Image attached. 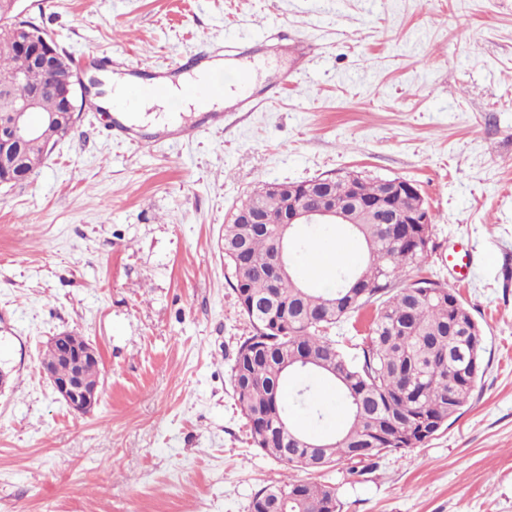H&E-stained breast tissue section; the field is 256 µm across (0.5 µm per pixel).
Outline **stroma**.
Listing matches in <instances>:
<instances>
[{"mask_svg":"<svg viewBox=\"0 0 512 512\" xmlns=\"http://www.w3.org/2000/svg\"><path fill=\"white\" fill-rule=\"evenodd\" d=\"M79 58L97 50L148 78L207 43L255 64L253 112L173 143L179 110L107 136L85 106L28 181L0 188V512H249L284 467L251 442L230 379L252 332L229 284L224 224L248 191L339 171L414 182L437 251L422 270L486 334L467 403L424 445L356 474L289 475L333 487L342 512H512V0H21ZM289 83H281L283 71ZM68 331L101 354L80 415L40 371ZM326 416L292 405L313 435Z\"/></svg>","mask_w":512,"mask_h":512,"instance_id":"obj_1","label":"stroma"}]
</instances>
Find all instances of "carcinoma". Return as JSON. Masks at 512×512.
Returning a JSON list of instances; mask_svg holds the SVG:
<instances>
[{
    "label": "carcinoma",
    "instance_id": "1",
    "mask_svg": "<svg viewBox=\"0 0 512 512\" xmlns=\"http://www.w3.org/2000/svg\"><path fill=\"white\" fill-rule=\"evenodd\" d=\"M11 0H0V76L21 67L14 30ZM41 95V112L61 109L49 71L29 65L24 79L11 87L15 98L31 92ZM61 139L48 126L41 141L29 143L19 162L34 173L46 155V145ZM358 196L371 198L380 191L379 179L357 173L336 175L332 196L344 202L347 182ZM272 184L255 187L236 206L240 211L263 207L275 214L288 207V192L271 191ZM347 225L349 237L361 247L363 260L327 289L311 279H285L269 288L266 275L277 251L276 227L271 224L224 225V259L231 269L232 287L243 313L253 327L252 335L239 345L231 368L237 405L250 425L256 447L289 469L321 470L341 462L375 464L384 454L418 445L440 432L470 397L482 375L485 344L477 348L448 335V322L466 307H448V288L426 277L407 279V272L428 263L434 242L418 245L402 241L391 224H370L367 215ZM368 304L375 314L361 354L350 357L328 330L358 313ZM306 348L319 359L314 374L336 388L346 404V422L326 438L329 448L322 463L301 460L303 449L289 442L296 430L289 419L288 401L282 395L290 373L284 363ZM474 357L475 375L462 377V358ZM249 512H341L333 488L326 484L288 479L263 486L252 497Z\"/></svg>",
    "mask_w": 512,
    "mask_h": 512
}]
</instances>
